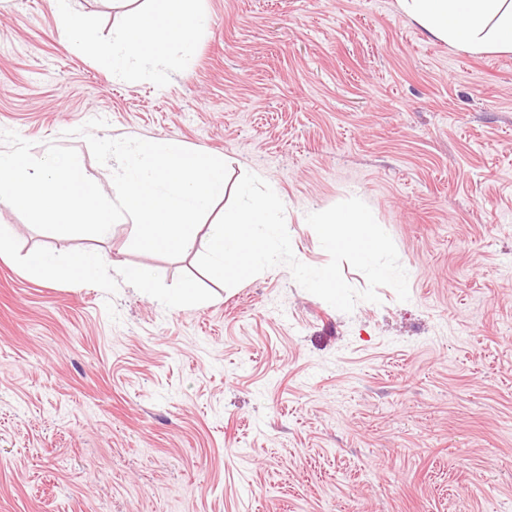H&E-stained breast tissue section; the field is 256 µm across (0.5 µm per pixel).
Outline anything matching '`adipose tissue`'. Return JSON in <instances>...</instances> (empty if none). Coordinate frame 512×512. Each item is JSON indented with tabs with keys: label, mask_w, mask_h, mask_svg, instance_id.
<instances>
[{
	"label": "adipose tissue",
	"mask_w": 512,
	"mask_h": 512,
	"mask_svg": "<svg viewBox=\"0 0 512 512\" xmlns=\"http://www.w3.org/2000/svg\"><path fill=\"white\" fill-rule=\"evenodd\" d=\"M61 31L68 47L92 53L97 65L113 79L125 80L139 71L144 59H166L174 48L190 50L205 36L208 19L201 0H157L156 8L143 12L137 21L121 30L111 42L94 38L92 14L59 0ZM400 9L432 38L478 53H512V0H398ZM103 262L101 254L85 252L61 258L50 250L31 251L25 258L29 274L95 281ZM125 278L144 294L160 297L181 310L201 304L202 289L188 286L171 293L155 288V274L146 266H126Z\"/></svg>",
	"instance_id": "adipose-tissue-1"
}]
</instances>
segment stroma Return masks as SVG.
<instances>
[{"label": "stroma", "instance_id": "35a3bbf8", "mask_svg": "<svg viewBox=\"0 0 512 512\" xmlns=\"http://www.w3.org/2000/svg\"><path fill=\"white\" fill-rule=\"evenodd\" d=\"M186 59L116 82L59 35L55 0H0V129L43 156L73 130L222 154L306 215L362 199L410 298L346 314L279 266L227 288L132 250L130 223L69 236L0 207V512H512V53L435 40L397 0H203ZM98 250L208 298L173 310L105 267L38 279L27 252Z\"/></svg>", "mask_w": 512, "mask_h": 512}]
</instances>
